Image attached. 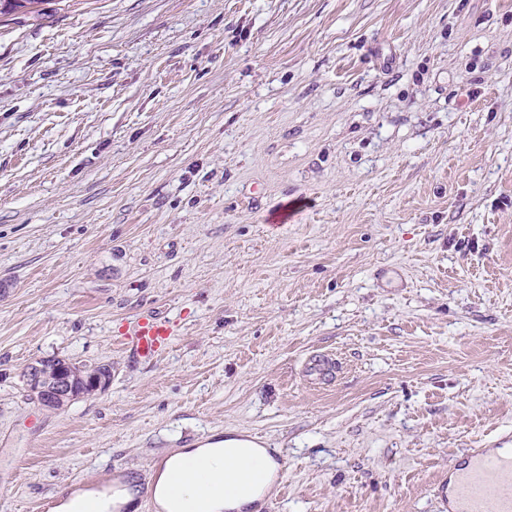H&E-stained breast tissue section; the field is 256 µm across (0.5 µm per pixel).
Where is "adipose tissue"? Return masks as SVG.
<instances>
[{"instance_id":"1","label":"adipose tissue","mask_w":512,"mask_h":512,"mask_svg":"<svg viewBox=\"0 0 512 512\" xmlns=\"http://www.w3.org/2000/svg\"><path fill=\"white\" fill-rule=\"evenodd\" d=\"M282 463L245 431L212 432L166 457L146 484L61 498L55 512H129L149 490L157 512H254L279 481Z\"/></svg>"}]
</instances>
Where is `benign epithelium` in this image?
I'll return each mask as SVG.
<instances>
[{
	"mask_svg": "<svg viewBox=\"0 0 512 512\" xmlns=\"http://www.w3.org/2000/svg\"><path fill=\"white\" fill-rule=\"evenodd\" d=\"M30 387L40 402L63 408L72 401L104 392L112 381L106 369L85 370L64 359H44L28 370Z\"/></svg>",
	"mask_w": 512,
	"mask_h": 512,
	"instance_id": "1",
	"label": "benign epithelium"
}]
</instances>
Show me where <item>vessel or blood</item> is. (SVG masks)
Masks as SVG:
<instances>
[{"mask_svg":"<svg viewBox=\"0 0 512 512\" xmlns=\"http://www.w3.org/2000/svg\"><path fill=\"white\" fill-rule=\"evenodd\" d=\"M174 334L170 321L148 311L124 343L142 360H153ZM430 491L441 512H512V448H471L457 456Z\"/></svg>","mask_w":512,"mask_h":512,"instance_id":"vessel-or-blood-1","label":"vessel or blood"}]
</instances>
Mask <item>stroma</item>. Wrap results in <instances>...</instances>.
I'll use <instances>...</instances> for the list:
<instances>
[{
	"mask_svg": "<svg viewBox=\"0 0 512 512\" xmlns=\"http://www.w3.org/2000/svg\"><path fill=\"white\" fill-rule=\"evenodd\" d=\"M54 357L112 383L42 406ZM227 429L281 451L277 512H432L452 457L512 448V0L0 19V512ZM174 336L170 321L159 314L148 311L141 315L124 344L133 354L141 359L151 361L165 350Z\"/></svg>",
	"mask_w": 512,
	"mask_h": 512,
	"instance_id": "35a3bbf8",
	"label": "stroma"
}]
</instances>
